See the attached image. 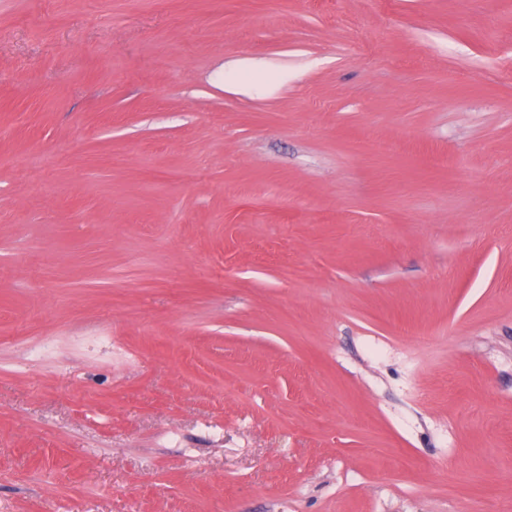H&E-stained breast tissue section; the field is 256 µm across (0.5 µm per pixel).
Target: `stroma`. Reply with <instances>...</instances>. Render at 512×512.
Returning <instances> with one entry per match:
<instances>
[{
  "mask_svg": "<svg viewBox=\"0 0 512 512\" xmlns=\"http://www.w3.org/2000/svg\"><path fill=\"white\" fill-rule=\"evenodd\" d=\"M0 512H512V0H0ZM218 80L223 85H236L255 88L264 81V73L256 70H226L224 66L218 72Z\"/></svg>",
  "mask_w": 512,
  "mask_h": 512,
  "instance_id": "obj_1",
  "label": "stroma"
}]
</instances>
